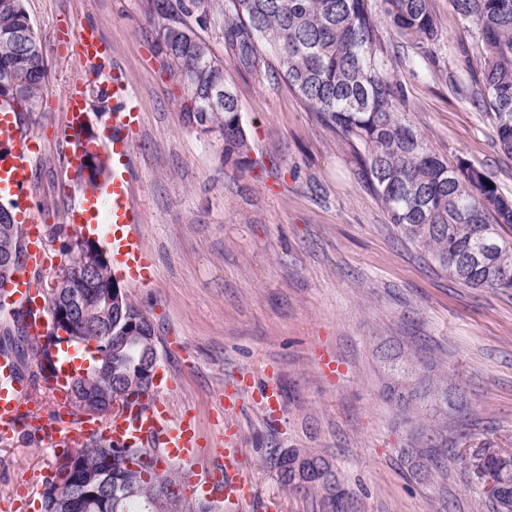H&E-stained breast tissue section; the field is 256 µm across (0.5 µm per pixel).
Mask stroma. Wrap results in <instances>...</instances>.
Wrapping results in <instances>:
<instances>
[{"label": "stroma", "instance_id": "stroma-1", "mask_svg": "<svg viewBox=\"0 0 512 512\" xmlns=\"http://www.w3.org/2000/svg\"><path fill=\"white\" fill-rule=\"evenodd\" d=\"M442 35L426 57L398 52L390 63L406 109L449 164L492 174L512 196V158L495 145L493 120L473 97L482 57L476 33L452 0H431ZM47 61L39 112L26 128L44 152L30 204L45 225L61 223L80 197L68 147L58 136L65 88L83 68L58 36V22L98 27L111 67L144 107L129 169L140 226L156 276L124 281L129 301L154 323L158 376L173 414L192 410L205 441L225 425L239 468L256 490L239 512H316L311 498L282 487L270 449L304 448L326 458L348 486L349 512H488L463 463L443 480L416 483L403 448L416 427L387 400L386 353L412 366L429 347L448 391L465 406L422 403L426 425L444 424L460 448H512V290L471 288L401 242L353 173L350 143L328 130L287 85L228 64L242 109L251 163L225 161L214 135L182 118L179 88L160 67L147 0H24ZM276 384L284 401L266 419L257 396ZM239 391L224 413L221 391ZM54 461L42 441L14 434L0 444V512L17 489L41 491Z\"/></svg>", "mask_w": 512, "mask_h": 512}]
</instances>
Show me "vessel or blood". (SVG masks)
I'll list each match as a JSON object with an SVG mask.
<instances>
[{
  "instance_id": "obj_1",
  "label": "vessel or blood",
  "mask_w": 512,
  "mask_h": 512,
  "mask_svg": "<svg viewBox=\"0 0 512 512\" xmlns=\"http://www.w3.org/2000/svg\"><path fill=\"white\" fill-rule=\"evenodd\" d=\"M73 46L86 75L111 86L115 105L109 119L112 182L102 190L84 194L70 208L67 220L77 225L88 222L98 216L101 205H108L110 226L104 237L112 250V266L133 282L145 286L151 280L152 256L134 230L141 216L130 193L128 176L132 159L131 133L139 125L142 106L127 80L106 71L107 47L97 27H78L73 33ZM64 112L61 134L72 144V155L77 158L83 153L84 131L90 123L79 84L66 88ZM3 141L8 142L10 148L0 153V194L7 195L27 214L25 270L13 280L8 291L12 301L26 313L27 333L40 340L49 329V318L41 282L33 271L45 260V240L42 224L28 211L29 188L40 150L27 138L17 114L12 112L0 113V142ZM77 365L73 354L59 353L53 371L46 374L48 386L55 393H62ZM19 431L40 434L51 448L65 442L75 444L101 432L118 443H144L158 449L166 459L186 464L187 495H202L221 502L229 512L254 496L253 486L238 472L235 449H222V463L205 465L207 450L201 443L193 413L187 411L172 416L167 404L153 394L105 423L75 416L72 407L61 400L56 401L51 415L46 416L33 409L28 386L16 378L12 361L0 357V434L5 436Z\"/></svg>"
}]
</instances>
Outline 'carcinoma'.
<instances>
[{
  "mask_svg": "<svg viewBox=\"0 0 512 512\" xmlns=\"http://www.w3.org/2000/svg\"><path fill=\"white\" fill-rule=\"evenodd\" d=\"M370 0H148L149 16L158 21L157 45L164 66L178 83L179 107L188 123L222 142L224 159L241 160L250 150L241 108L224 77V62L197 28L214 17L221 19L224 47L235 67L247 72L261 69L266 53L275 64L267 74L297 93L321 122L352 145L355 174L387 215V221L405 241L415 245L436 267L471 288L512 289V238L501 234L512 226V197L503 194L492 177L464 162L448 166L405 110V91L385 61L380 36L389 26L411 45L414 54L426 56L428 46L441 36L431 0H381L374 13ZM459 17L479 35L484 61L477 105L490 111L496 145L512 155V0H454ZM195 19L190 24L186 18ZM10 73L16 91L0 97L15 112L37 111L46 73L45 56L23 0H0V75ZM95 172L83 176L75 168V181L96 190L110 174L108 158L90 154ZM49 238L60 242L63 262L56 288H43L48 308L80 304L97 313L98 289L79 277L77 259L83 252V235L63 225L49 228ZM22 244V228L14 216L0 223V256ZM126 318L119 313L93 318L81 325L84 334L68 340L51 330L45 342L28 340L30 353L14 345L21 364L49 359L50 350L62 342L91 350L109 360L110 370L97 375L86 370L77 388L66 392L73 405L93 416L112 413V400L124 407L148 395L144 362L157 348L120 345ZM422 372L412 392L389 390L390 400L405 422L426 398H441L448 405L447 381L431 375L435 365L418 353ZM448 430L433 426L423 433V449L406 448L404 455L415 481H430L448 474V457L460 455L448 447ZM313 460L320 455L301 448L288 449V459H269L280 484L318 500L320 512H346L350 490L331 471L326 479L306 485L290 467L298 454ZM80 456L87 465L112 457V489L86 484L74 512H213L210 502L190 500L183 478L155 470L147 448H132L103 437L75 451L56 454L52 469L41 482V512H56L55 491L67 485L69 457ZM477 468L501 478L504 489L487 500L489 512H512V453L500 458L478 448L468 458Z\"/></svg>",
  "mask_w": 512,
  "mask_h": 512,
  "instance_id": "obj_1",
  "label": "carcinoma"
}]
</instances>
